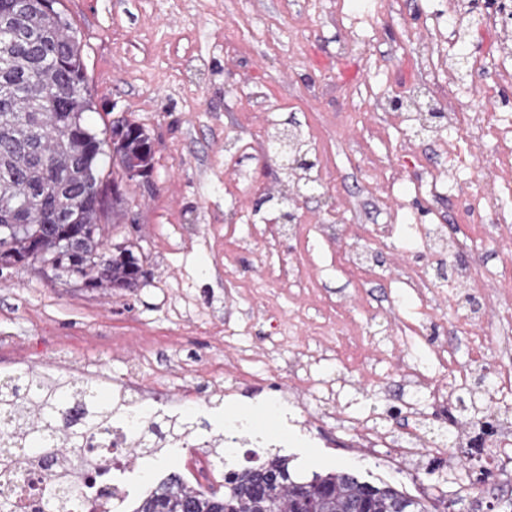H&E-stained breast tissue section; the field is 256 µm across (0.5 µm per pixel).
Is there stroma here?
Listing matches in <instances>:
<instances>
[{
	"label": "stroma",
	"mask_w": 512,
	"mask_h": 512,
	"mask_svg": "<svg viewBox=\"0 0 512 512\" xmlns=\"http://www.w3.org/2000/svg\"><path fill=\"white\" fill-rule=\"evenodd\" d=\"M83 49L95 132L125 118L154 150L149 177L123 184L124 211L106 245L130 244L145 277L127 292L91 290L40 263L0 271V373L22 367L97 380L145 406L172 401L211 419L230 408L280 402L299 374L303 408L287 406L282 454L299 479L343 470L389 484L441 512H484L499 470L455 436L477 419L512 418V381L500 373L512 339V301L483 302L455 265H480L512 289V194L482 219L462 209L470 183L498 189L490 130L512 140V82H481L492 58L448 0H60ZM437 106L480 112L488 133L450 138L463 163L401 122L393 102L407 80ZM386 109H377V100ZM313 167L299 179L292 131ZM452 183L432 197L431 180ZM304 225L291 235L289 223ZM443 224L456 248L418 250L416 225ZM372 248L379 265L353 266ZM425 266L419 295L399 274ZM479 319L468 324L471 309ZM208 373L188 372L190 362ZM424 374L464 405L434 417ZM337 386L318 400L319 382ZM415 401L430 445L458 458L403 462L396 449L344 447L350 428L393 430L391 407ZM488 469V468H487Z\"/></svg>",
	"instance_id": "35a3bbf8"
}]
</instances>
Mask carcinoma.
<instances>
[{"label": "carcinoma", "instance_id": "carcinoma-1", "mask_svg": "<svg viewBox=\"0 0 512 512\" xmlns=\"http://www.w3.org/2000/svg\"><path fill=\"white\" fill-rule=\"evenodd\" d=\"M58 0H0V268L41 262L77 276L87 288L132 291L143 276L132 245L104 248L107 205L120 212L121 182L103 176L106 140L85 123L91 111L80 44ZM112 157L127 179L148 176L154 152L144 128L113 121ZM84 420L74 425L69 407ZM122 414L164 444L145 452L174 454V426L143 406L101 397L86 380L27 368L0 375V477L50 453L34 504L0 490V512H80L84 489L72 475L88 472L87 487L108 472L83 448ZM427 512L425 505L390 485L375 486L344 471L297 479L288 458L274 455L258 465L224 474V495L189 485L176 472L141 498L134 512Z\"/></svg>", "mask_w": 512, "mask_h": 512}]
</instances>
